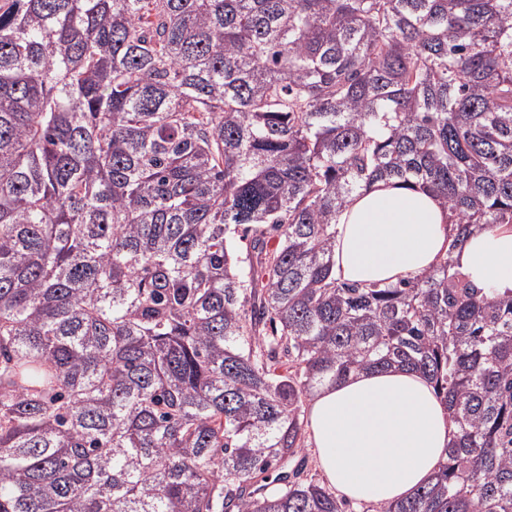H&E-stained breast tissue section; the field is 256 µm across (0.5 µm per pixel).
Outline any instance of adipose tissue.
I'll use <instances>...</instances> for the list:
<instances>
[{"label": "adipose tissue", "mask_w": 512, "mask_h": 512, "mask_svg": "<svg viewBox=\"0 0 512 512\" xmlns=\"http://www.w3.org/2000/svg\"><path fill=\"white\" fill-rule=\"evenodd\" d=\"M450 215L412 180H377L336 218L333 271L350 283L395 285L432 268L448 250ZM470 283L512 293V226L473 228L455 254ZM325 481L355 504L411 496L434 475L453 425L427 377L392 367L318 390L308 414Z\"/></svg>", "instance_id": "1"}]
</instances>
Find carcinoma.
I'll list each match as a JSON object with an SVG mask.
<instances>
[{
  "label": "carcinoma",
  "mask_w": 512,
  "mask_h": 512,
  "mask_svg": "<svg viewBox=\"0 0 512 512\" xmlns=\"http://www.w3.org/2000/svg\"><path fill=\"white\" fill-rule=\"evenodd\" d=\"M383 177L435 193L448 253L339 282L336 215ZM497 224L512 0H7L0 512H346L305 407L393 366L456 431L379 512H512V295L454 258Z\"/></svg>",
  "instance_id": "carcinoma-1"
}]
</instances>
